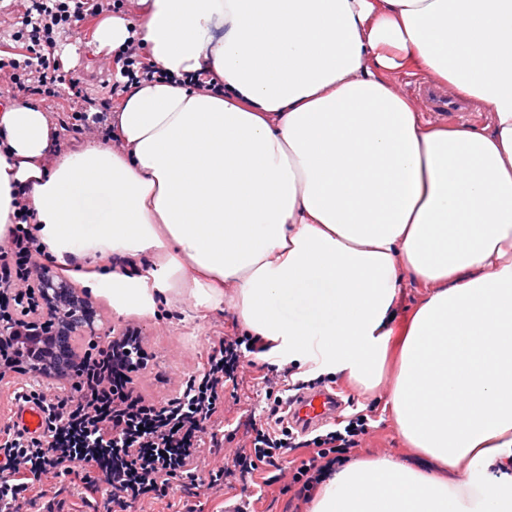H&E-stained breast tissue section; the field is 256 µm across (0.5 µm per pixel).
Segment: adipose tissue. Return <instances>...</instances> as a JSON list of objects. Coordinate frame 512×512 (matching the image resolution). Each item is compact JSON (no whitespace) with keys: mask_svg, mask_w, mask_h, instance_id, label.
I'll return each instance as SVG.
<instances>
[{"mask_svg":"<svg viewBox=\"0 0 512 512\" xmlns=\"http://www.w3.org/2000/svg\"><path fill=\"white\" fill-rule=\"evenodd\" d=\"M133 38L166 77L123 97L117 147L55 158L46 112L0 110V242L24 205L116 313L228 301L289 362L364 389L393 371L435 472L335 469L312 512H512V0H130L95 30ZM406 69L487 124H424ZM407 276L428 293L391 368Z\"/></svg>","mask_w":512,"mask_h":512,"instance_id":"1","label":"adipose tissue"}]
</instances>
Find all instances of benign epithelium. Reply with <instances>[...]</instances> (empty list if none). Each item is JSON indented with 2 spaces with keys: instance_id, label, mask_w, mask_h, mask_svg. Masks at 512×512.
Masks as SVG:
<instances>
[{
  "instance_id": "obj_1",
  "label": "benign epithelium",
  "mask_w": 512,
  "mask_h": 512,
  "mask_svg": "<svg viewBox=\"0 0 512 512\" xmlns=\"http://www.w3.org/2000/svg\"><path fill=\"white\" fill-rule=\"evenodd\" d=\"M27 307L19 316L0 307V355L12 352L26 363L25 372L56 373L75 368L85 339L113 340L112 331L98 325L99 314L90 299L50 268L28 280ZM129 378L144 368V348L132 343L126 353Z\"/></svg>"
}]
</instances>
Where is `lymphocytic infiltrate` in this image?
<instances>
[{"instance_id":"f902f5d3","label":"lymphocytic infiltrate","mask_w":512,"mask_h":512,"mask_svg":"<svg viewBox=\"0 0 512 512\" xmlns=\"http://www.w3.org/2000/svg\"><path fill=\"white\" fill-rule=\"evenodd\" d=\"M20 26L11 27L9 48L0 52V94L22 90L55 106L63 131L73 135L103 130L113 96L127 84L160 77L147 62L139 42H129L114 62L118 75L108 76L104 91L84 93L78 78L69 76L52 56L60 33L72 31L86 16L111 12L112 0H23ZM21 213L20 228L0 246V290L26 282L40 266V249ZM261 338L227 336L211 347L202 369L189 375L177 394L163 401L146 399L126 379L112 346L98 348L84 362L80 380L69 392L52 388L15 392V400L37 405L45 426L32 433L14 425L0 435V512H29L35 500L54 502L59 492L43 485L47 474H87L86 488L97 491L92 474H101L110 486V500L118 506L166 489L171 478L197 482L206 476L209 487L223 486L233 471L252 472L266 466L276 477H290L300 493H309L325 465L349 461L350 452L367 434V414L343 417L334 429L315 435L316 454L296 469H288L290 451L303 447L299 432L285 422L286 385L262 376L267 419L251 424L244 445L234 448L232 464L201 474L205 449L220 448L225 435L216 423L228 401L236 399L241 384L240 359L261 354Z\"/></svg>"}]
</instances>
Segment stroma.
<instances>
[{
	"mask_svg": "<svg viewBox=\"0 0 512 512\" xmlns=\"http://www.w3.org/2000/svg\"><path fill=\"white\" fill-rule=\"evenodd\" d=\"M97 18H89L75 32L59 36L55 55L66 71L79 78L89 93H97L104 77L101 64L105 58L94 40ZM92 302L100 311L105 326L113 333L125 328L140 329L148 353V364L138 378L141 393L150 400H161L174 395L181 375L195 372L205 362L210 346L219 337L237 332L235 311L231 305L217 310L184 304L151 317L139 313L117 315L112 298L95 294ZM333 386L355 408L370 415V429L360 447L353 449L352 461L374 458H392L410 465H423L419 454L403 442L395 430L385 402L389 383H382L374 393L365 394L355 389L346 378L334 376ZM265 470L251 476H231L223 491L207 485L192 488L182 478H172L166 495L137 501L128 512H224L225 506L244 501L249 512H310V502L298 498L295 489L283 483L266 484Z\"/></svg>",
	"mask_w": 512,
	"mask_h": 512,
	"instance_id": "obj_1",
	"label": "stroma"
}]
</instances>
